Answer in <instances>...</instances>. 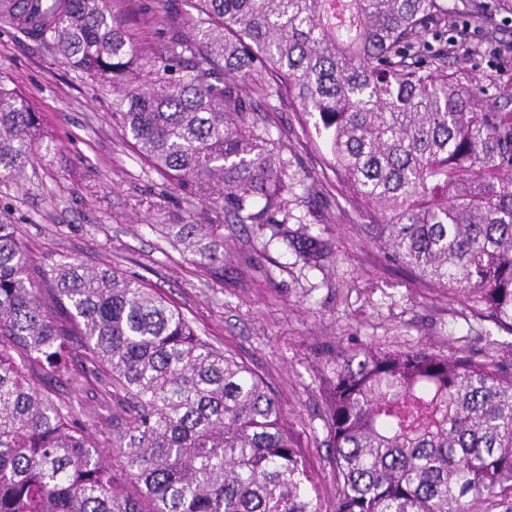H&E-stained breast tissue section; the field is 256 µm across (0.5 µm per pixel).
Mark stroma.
I'll list each match as a JSON object with an SVG mask.
<instances>
[{
  "label": "stroma",
  "instance_id": "35a3bbf8",
  "mask_svg": "<svg viewBox=\"0 0 512 512\" xmlns=\"http://www.w3.org/2000/svg\"><path fill=\"white\" fill-rule=\"evenodd\" d=\"M474 16L490 41L448 33V62L459 80L483 86L512 112V0H449ZM0 76L35 106L47 148L20 180L0 179V222L17 225L37 261L80 258L111 264L178 305L198 335L264 374L307 456L322 502L334 496L323 428L327 361L337 348L406 349L493 356L512 335L466 303L412 287L406 271L342 215L345 187L330 178L323 192L305 175L326 148L306 136L289 101L254 96L259 127L288 142L289 209L337 256L324 269L301 267L293 250L262 247L251 225L226 218L232 249L224 279H211L184 255L175 224H208L210 204L189 203L183 190L132 149L118 119L117 96L68 65L47 43L0 22Z\"/></svg>",
  "mask_w": 512,
  "mask_h": 512
}]
</instances>
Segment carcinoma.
<instances>
[{"label": "carcinoma", "instance_id": "obj_1", "mask_svg": "<svg viewBox=\"0 0 512 512\" xmlns=\"http://www.w3.org/2000/svg\"><path fill=\"white\" fill-rule=\"evenodd\" d=\"M122 2L0 0V18L112 87L135 153L185 194L223 202L264 245L321 269L333 250L288 227L285 144L250 118L253 92L298 103L328 144L324 167L381 216L376 239L412 284L512 335V112L448 67V0H187L162 36L153 12ZM134 69L146 78L136 87ZM43 145L37 112L0 79V177H21ZM175 228L224 280L220 225ZM329 365V512H492L512 500V349L369 347ZM88 374L99 394L77 411L37 385ZM0 512L322 505L264 376L137 278L37 263L0 223Z\"/></svg>", "mask_w": 512, "mask_h": 512}]
</instances>
